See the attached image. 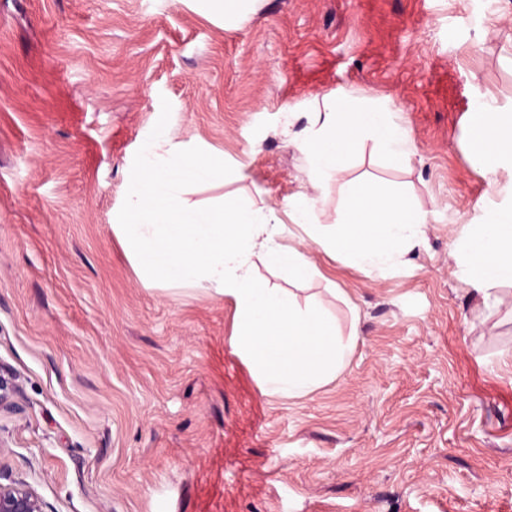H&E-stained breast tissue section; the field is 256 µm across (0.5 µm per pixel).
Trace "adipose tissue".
Returning <instances> with one entry per match:
<instances>
[{
	"instance_id": "obj_1",
	"label": "adipose tissue",
	"mask_w": 512,
	"mask_h": 512,
	"mask_svg": "<svg viewBox=\"0 0 512 512\" xmlns=\"http://www.w3.org/2000/svg\"><path fill=\"white\" fill-rule=\"evenodd\" d=\"M469 148L481 157L491 190H503L505 204L488 210L460 266L461 276L476 291L488 292L496 280L512 279V185L500 187L496 175L512 171V113L495 100L474 106ZM393 166L409 165L414 147L400 109L393 102L378 103L370 95L331 93L313 101L307 124L288 139L307 160L309 193L288 200V219L328 255H340L363 271L386 268L404 250L424 243V213L403 194L372 185L348 186L334 223L323 221L324 191L344 179L351 154L365 142Z\"/></svg>"
}]
</instances>
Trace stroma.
Returning <instances> with one entry per match:
<instances>
[{"label": "stroma", "instance_id": "35a3bbf8", "mask_svg": "<svg viewBox=\"0 0 512 512\" xmlns=\"http://www.w3.org/2000/svg\"><path fill=\"white\" fill-rule=\"evenodd\" d=\"M336 91L402 109L409 166L368 142L346 177L406 192L426 242L369 274L286 224L311 274H256L359 338L270 397L231 304L145 288L111 226L162 101L172 142L244 167L191 200L283 212L308 189L283 114ZM480 96L512 113V0H259L228 29L184 0H0V476L45 512H512V280L459 276L503 201L467 145Z\"/></svg>", "mask_w": 512, "mask_h": 512}]
</instances>
